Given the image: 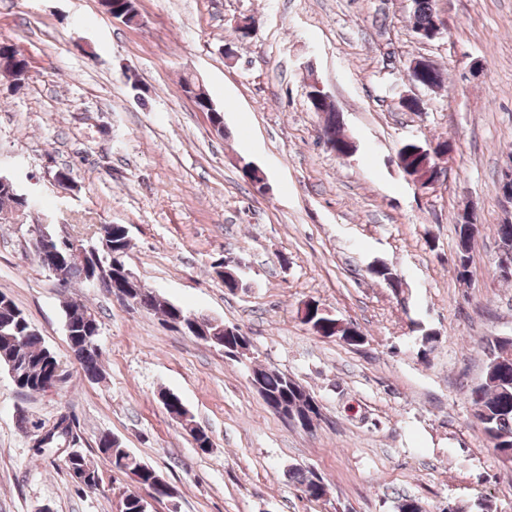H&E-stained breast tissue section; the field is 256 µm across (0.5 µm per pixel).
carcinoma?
I'll use <instances>...</instances> for the list:
<instances>
[{"mask_svg": "<svg viewBox=\"0 0 512 512\" xmlns=\"http://www.w3.org/2000/svg\"><path fill=\"white\" fill-rule=\"evenodd\" d=\"M103 7L117 18L136 10L133 0H103ZM433 25L432 0H414L413 29L427 30ZM26 70L28 61L22 51L14 44L0 43V73L16 79ZM324 133L336 138V156H347L354 151V145L341 128L339 113L331 110L326 113ZM420 148L421 144L407 141L399 148L397 159L404 164V170L413 177V181L426 185L433 178L435 158L448 154V141L436 142L433 155L429 157L421 154ZM456 233L454 263L458 274L465 277L470 273L475 227L472 224L459 223ZM97 241L106 242V246L100 248V280L103 287L110 291L114 284L121 282L118 278L119 268L126 265L127 250L130 249L128 232L121 224H102L98 228ZM220 266L224 270H218L216 274L224 281V287L230 291L240 288L242 276L235 262L226 259L222 265L215 264L217 268ZM139 297L142 308L160 315L166 322L184 312L182 307L161 299L149 290L141 292ZM63 315L69 347L77 354L85 376L90 380L99 379L102 355L99 339L89 342L84 334V324L97 321L96 316L86 305L73 300L65 302ZM304 323L319 336H336L349 345L355 344V337L352 336L354 327L318 308L316 303L310 307ZM208 332L212 333V339L221 343L224 354L231 357L240 355L237 346L242 332L239 328L226 326L224 322L216 320L210 325ZM484 349L490 351L492 356L487 358L484 377L481 383L471 389L470 397L472 404L476 406V417L482 423L493 450L502 460L512 456V336L487 338ZM48 358L52 359L54 355L47 348L39 330L11 297L0 293V368L11 373V380L22 391L41 393L44 391V362ZM251 378L265 400L286 402L292 410L301 412L314 399L297 381L278 370L258 366L253 368ZM167 410L193 436L194 444L203 449L211 442L210 436L205 432L200 438L194 436L198 425L184 404L169 406ZM74 427L75 417L68 412L60 413L49 427L33 424L36 430H47L51 447L74 438ZM97 448L110 459L113 468L131 475L139 486L149 489L151 498L160 500L170 497L167 488L155 482L157 470L121 447L117 440L103 435L97 441ZM63 464L70 476L76 468L97 473L90 460L78 451L70 453L63 460ZM289 474L301 486L307 498L319 501L327 496V484L312 472L297 468L289 471ZM125 499V512L151 510L146 499L136 491L125 493Z\"/></svg>", "mask_w": 512, "mask_h": 512, "instance_id": "cac0c4a2", "label": "carcinoma"}]
</instances>
